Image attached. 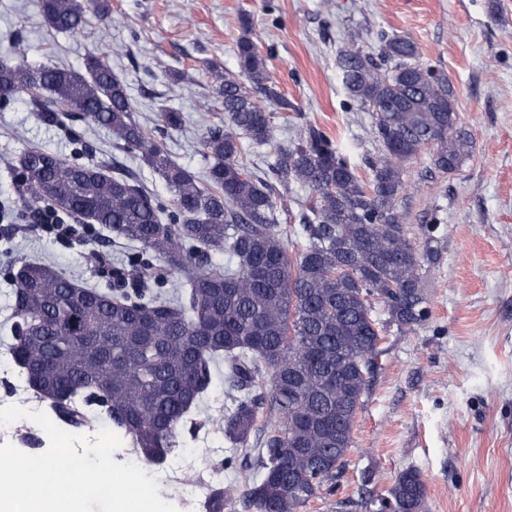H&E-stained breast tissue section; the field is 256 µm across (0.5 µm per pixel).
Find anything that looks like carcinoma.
Here are the masks:
<instances>
[{"label":"carcinoma","mask_w":512,"mask_h":512,"mask_svg":"<svg viewBox=\"0 0 512 512\" xmlns=\"http://www.w3.org/2000/svg\"><path fill=\"white\" fill-rule=\"evenodd\" d=\"M45 24L82 33L89 15H110L109 0H39ZM240 74L211 69L223 118L202 140L212 159L201 178L172 159L134 118L125 81L107 56L84 68L0 61V105L27 97L42 123L80 113L103 128L165 183L169 206L117 163H81L40 147L13 164L26 206L42 203L98 224L139 246L179 276L173 290L150 288L132 265L112 294L22 259L13 278L9 350L28 390L53 421L80 429L103 417L141 460L164 463L178 449L182 422L219 366L229 405L216 421L259 475L242 489L220 488L214 512H300L332 491L353 444V426L379 355L372 300L390 322L412 330L428 310L419 270L430 252L407 238L397 210L402 163L432 147V162L458 169L470 147L448 75L421 61L417 44L382 38L377 54L352 34L337 67L354 101L372 112L381 153L365 158L363 182L349 157L308 125L278 148L267 176L239 160L240 137L275 139L274 114L291 107L269 85L258 44H236ZM310 188L301 224L306 245L291 255L274 224V186ZM222 252L228 261L212 263ZM275 420L262 425L264 409ZM420 473H400L367 512H426Z\"/></svg>","instance_id":"cac0c4a2"}]
</instances>
